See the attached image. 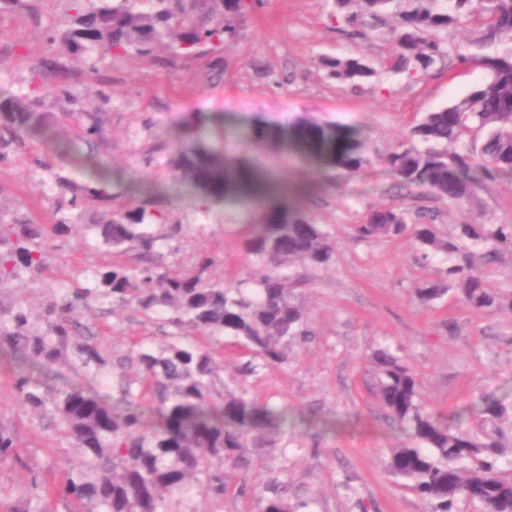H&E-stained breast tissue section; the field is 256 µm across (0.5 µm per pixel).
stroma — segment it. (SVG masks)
Segmentation results:
<instances>
[{
	"label": "stroma",
	"instance_id": "obj_1",
	"mask_svg": "<svg viewBox=\"0 0 512 512\" xmlns=\"http://www.w3.org/2000/svg\"><path fill=\"white\" fill-rule=\"evenodd\" d=\"M332 0H264L246 17L240 37L223 54L220 70L209 58L164 67L151 58L103 54L95 70L83 59L67 58L63 72L72 99H48L58 113L53 136L26 138L0 165V219L27 218L35 224L57 220L53 175L66 177L86 199L74 213L71 234L49 240L51 271L25 277L0 290V303L24 304L35 328L50 299L87 285L94 269L132 263L100 245L90 223L108 206L127 199L134 177L160 188L153 207L163 219L155 233L181 225L165 258L170 273L190 270L201 257L213 259L214 280L231 284L246 278L250 265L242 249L249 225L261 211L249 194L233 193L211 202L179 195V181L163 162L177 144L182 123L200 118L198 136L207 145L252 168L270 182L266 202H294L336 241L329 267L307 268L298 288L313 332L276 368L252 358L234 337L223 336L217 378L224 387L245 391L250 400L289 406L335 420L285 437L284 447L248 448L242 465L225 469L224 495L205 497L190 490L183 512H259L257 494L270 474L282 471L302 499L316 497L312 512H428L425 503L401 486L385 468L389 448L403 438L389 423L368 388L367 356L385 346L406 358L419 377L426 409L449 423L469 420L480 400L493 396L512 403V314L477 313L455 295L419 300L417 288L443 277L444 255L421 258L411 237L363 242L356 229L376 209L393 208L408 219L431 212L438 231L458 224H512V175L484 181L473 200L453 203L418 188H403L382 162L407 142L425 113L449 105L488 77L478 65L439 64L411 79L386 67L391 53L388 29L352 39L330 26ZM67 11L66 0H18L0 12V85L16 88L47 53L48 34ZM362 57L374 77L352 87L329 76L326 58ZM105 113L107 146L95 162L80 163L61 153L78 142L76 113ZM301 120L335 124L340 133L358 129L369 157L350 173L310 155L296 141L280 152L260 147L253 127L277 123L293 129ZM118 173L108 185L111 203L88 197L97 187V168ZM77 338L95 339L112 355L133 356L140 344L161 348L170 326L163 314L115 307L91 298L76 315ZM109 401H119L121 370L105 378H78L70 362L53 365L43 377L49 389L73 380ZM0 422L12 427L20 446L17 459L0 462V512H17L33 483L59 475L61 456H76L56 428L38 411L15 401L12 377L0 367Z\"/></svg>",
	"mask_w": 512,
	"mask_h": 512
}]
</instances>
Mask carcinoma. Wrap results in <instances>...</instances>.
Returning a JSON list of instances; mask_svg holds the SVG:
<instances>
[{
  "label": "carcinoma",
  "instance_id": "carcinoma-1",
  "mask_svg": "<svg viewBox=\"0 0 512 512\" xmlns=\"http://www.w3.org/2000/svg\"><path fill=\"white\" fill-rule=\"evenodd\" d=\"M68 24L49 37L52 52L42 58L27 80L32 103L66 92L51 78L61 71L58 56L89 57L102 48L114 55L154 58L160 48L170 65L179 58L211 57L221 67L223 53L238 39L240 22L259 11L263 0H67ZM353 0H334L331 20L351 38L390 26L391 70L414 78L438 62L478 63L489 78L470 94L434 112L411 128L410 145L389 153L384 161L401 186L420 188L450 202L471 199L478 188L476 172L512 174V47L484 52L512 35V0H403L395 24H389L392 0H362L364 11L353 13ZM470 16L478 25L472 53L442 35ZM330 76L351 83L373 76L361 57L328 59ZM56 119L53 112L25 109L9 89H0V149L20 142L36 128ZM81 139L91 150L104 142V114L79 112ZM255 141L277 150L284 130L275 124L253 129ZM294 137L316 157L354 172L367 162L360 140L340 136L332 124L297 123ZM185 144L169 157L168 165L191 188L220 199L248 184L254 171L183 135ZM59 209H78V196L63 197L69 186L55 177ZM150 201L132 198L109 217L93 225L100 242L117 253L137 251L132 266L114 264L93 271L94 287L74 291L61 305L51 301L43 312L45 330L29 325L28 313L18 309L9 323L0 322V360L13 370V392L19 402L38 408L64 432L76 459L64 457V480L31 493L24 512H49L53 499L71 503L69 512H183L171 498L195 484L205 496H224V468L244 462L251 446L274 445L288 430L308 424L307 418L286 406L262 404L244 395L218 389L214 380L219 362L212 346L189 340L199 333L212 339L229 335L268 366L288 362L291 350L312 336L303 303L292 289L289 270L295 263L319 268L332 263L336 242L321 225L283 201L268 206L253 225L244 247L254 259L251 294L237 286H220L210 274L212 261L204 256L194 269L172 275L158 237L147 230L155 220ZM410 224L400 211H372L357 228V237L411 236L422 256L443 254L450 265L445 278L417 289L424 301L443 298L455 290L458 299L477 312L512 313V289L490 287L485 267L512 254V224H458L442 236L424 212ZM45 227L21 218L0 224V288L23 275H41L50 261L44 247ZM106 298L112 305L135 306L145 314L168 311L173 327L170 342L159 350L141 347L137 370L125 379L123 396L112 405L84 386L51 394L32 376L74 350L84 373L102 376L113 369L107 353L91 342L75 343L77 303L89 297ZM371 391L393 423L406 428L407 439L390 449L389 473L420 497L429 512H454L468 501L480 512H512V468L500 465L503 449L512 448V404L484 398L468 427L451 426L424 409L420 383L406 361L386 348L369 356ZM157 401L148 417L140 399ZM18 457L14 432L0 422V459ZM288 480L273 476L259 491L260 512H300L310 503L293 499Z\"/></svg>",
  "mask_w": 512,
  "mask_h": 512
}]
</instances>
